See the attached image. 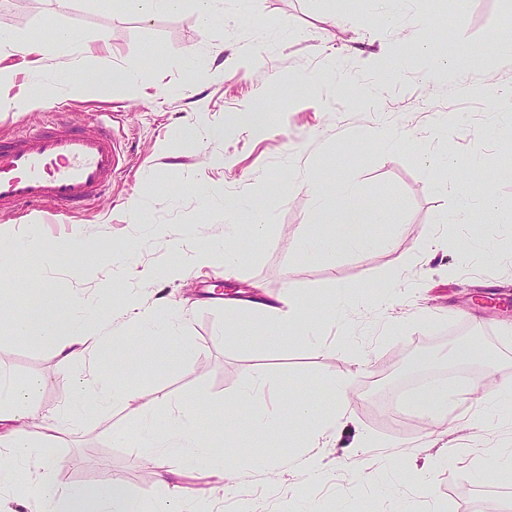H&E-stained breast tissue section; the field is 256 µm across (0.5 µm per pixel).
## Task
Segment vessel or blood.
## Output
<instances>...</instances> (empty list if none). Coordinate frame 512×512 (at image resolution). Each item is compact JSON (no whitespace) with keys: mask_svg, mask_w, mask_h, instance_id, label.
<instances>
[{"mask_svg":"<svg viewBox=\"0 0 512 512\" xmlns=\"http://www.w3.org/2000/svg\"><path fill=\"white\" fill-rule=\"evenodd\" d=\"M112 124L85 132L67 113L48 125L0 137V214L80 215L112 187Z\"/></svg>","mask_w":512,"mask_h":512,"instance_id":"obj_1","label":"vessel or blood"}]
</instances>
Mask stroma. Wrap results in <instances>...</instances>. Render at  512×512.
Listing matches in <instances>:
<instances>
[{
	"instance_id": "stroma-1",
	"label": "stroma",
	"mask_w": 512,
	"mask_h": 512,
	"mask_svg": "<svg viewBox=\"0 0 512 512\" xmlns=\"http://www.w3.org/2000/svg\"><path fill=\"white\" fill-rule=\"evenodd\" d=\"M220 7L205 27L190 2L145 22L120 0H70L62 9L55 0H0V29L14 38L36 42L64 28L92 47L80 58L40 61L0 46V63L15 68L0 96L22 102L36 83L61 85L83 73L86 91L58 105L89 132L95 113H111L120 169L111 193L78 217L49 224L40 213L0 215V242L28 232L45 250L127 253L121 289L138 290L148 306L190 298L184 339L141 353L137 329L125 333L135 368L123 377L157 420L168 418L173 400L223 406L257 376L276 382L285 407L328 398L329 378L348 382L353 424L320 449V477L293 464L298 431H249L225 449L234 469L228 482L187 455L161 462L175 512H239L244 500L255 512H391L397 493L410 512H512V471L494 469L499 445L512 440V410L487 417L472 386L482 371L498 383L512 380V335L504 333L512 327V177L495 184L498 205L489 209L469 175L512 160V111L487 88L491 81L512 87V57L500 52L512 0H465L449 30L441 26L448 0H222ZM438 41L472 47L480 60L428 74L421 49ZM212 67L223 69V79L203 78ZM130 70L143 75L139 92L116 81L104 93L95 84L97 76ZM255 107L268 115L260 133L240 122ZM376 126L412 139L380 149L365 136ZM313 178L347 180L385 205L386 223L371 228L379 246L305 260L301 243L315 232L317 215L304 184ZM138 198L145 208L135 212ZM463 202L470 223L451 222ZM233 203L241 219L271 216L264 236L244 245L234 276H225L219 258L189 268L184 279L141 284L140 271L171 259L172 241L223 252L224 207ZM111 276L104 262L93 277L76 279L25 254L0 271V298L26 297V313H36L26 285L37 281L58 310L74 293L107 322L116 309L100 305L97 285ZM394 278L399 288L386 293ZM256 283L274 297L291 290L322 318L319 332L283 338L272 353L259 342L260 321L245 317L226 330L227 307L249 298ZM340 287L348 311L325 320ZM385 293L390 308H371ZM468 346L478 356L454 357ZM113 351L108 341L85 363L65 364L51 347L15 335L12 313L0 314V372L19 383L45 378L36 398L45 421L71 401L78 378L112 377ZM437 374L456 377L452 423L419 425L413 394L405 400L412 421L376 411L379 393ZM360 433L372 443L357 452L351 444ZM139 434L129 409H97L91 425L69 429L55 449L58 488L107 481L156 512L153 486L141 476Z\"/></svg>"
}]
</instances>
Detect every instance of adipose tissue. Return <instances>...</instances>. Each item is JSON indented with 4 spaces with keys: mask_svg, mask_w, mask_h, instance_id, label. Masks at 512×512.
I'll use <instances>...</instances> for the list:
<instances>
[{
    "mask_svg": "<svg viewBox=\"0 0 512 512\" xmlns=\"http://www.w3.org/2000/svg\"><path fill=\"white\" fill-rule=\"evenodd\" d=\"M0 41L11 43L13 50L22 56L36 55L43 59L59 52L79 57L87 50L85 42L66 29L58 30L55 37L46 43L15 42L3 32L0 33ZM306 188L315 199L318 211L333 219L332 224L306 240V258L316 259L323 251L336 246L358 250L372 246L373 240L366 230L368 225L386 222L387 211L383 206L364 199L353 185L343 181L325 186L312 179L307 181ZM263 296V289H256L248 304L265 319L262 338L265 349L277 350L284 336L298 338L306 334L311 320V310L306 303L298 301L288 291L277 296L272 304L265 302ZM83 308V301L75 297L70 301L69 312L59 314L54 310L53 301L44 296L40 299L39 312L16 317L14 327L17 334L48 344L62 362H81L102 343L103 332L110 329L106 323H90ZM124 314L129 324L140 329V341L144 344L178 338L185 329L187 316L186 310L181 308L160 310L144 306L134 295L127 297ZM43 385L44 381L40 378L29 379L18 387L0 382V482L17 483L16 461H32L41 473L38 479L23 485L24 493L45 502L50 512H135L137 503L125 490L113 489L93 494L83 486L62 490L53 483L50 473L56 458L49 454L48 449L60 440L67 425L57 420L43 423L35 436L25 426L26 420L36 415L35 398ZM329 389L332 398L329 406L319 407L314 402L305 401L296 405L292 415L286 416L271 407L276 391L275 382L256 379L237 394L235 401L212 410L209 417L214 426L222 431L240 424L250 430L280 429L302 423L307 452L300 465L315 476L321 470L316 447L320 442L333 439L341 422L351 418L347 381L330 379ZM133 398L130 387L120 377L110 380L85 379L77 388L69 413L85 418L100 406L119 404L131 407L141 424V448L148 458L156 461L163 456L189 455L209 472L218 475L226 473L228 458L212 441L198 433L194 406L175 403L172 416L161 426L150 406L133 405ZM243 410L248 413L244 420L239 417Z\"/></svg>",
    "mask_w": 512,
    "mask_h": 512,
    "instance_id": "ef3b65f1",
    "label": "adipose tissue"
}]
</instances>
